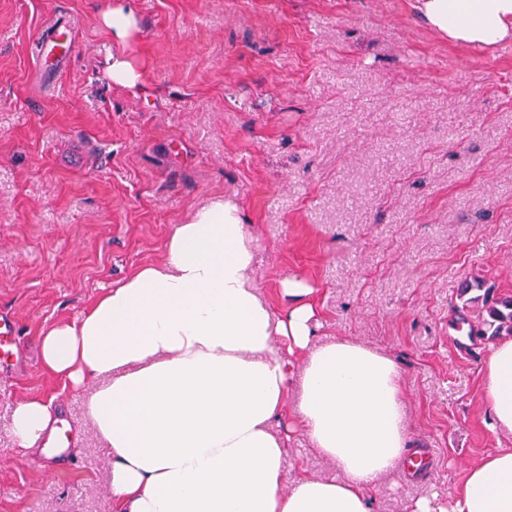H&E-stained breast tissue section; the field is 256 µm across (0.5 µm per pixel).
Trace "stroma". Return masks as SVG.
<instances>
[{"mask_svg":"<svg viewBox=\"0 0 512 512\" xmlns=\"http://www.w3.org/2000/svg\"><path fill=\"white\" fill-rule=\"evenodd\" d=\"M121 2L0 0V313L19 332L0 356V512H114L93 389L47 373L39 336L226 200L252 225L267 302L305 276L316 343L356 338L404 374L433 461L381 477L374 512H451L465 466L512 448L481 400L493 343L460 349L450 312L467 279L512 294V40L450 44L410 0H132L139 92L106 73L100 15ZM64 21L74 50L40 71L33 48ZM31 397L53 399L68 451L18 447L12 414ZM290 435L284 486L340 477Z\"/></svg>","mask_w":512,"mask_h":512,"instance_id":"stroma-1","label":"stroma"}]
</instances>
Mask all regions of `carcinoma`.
<instances>
[{
    "label": "carcinoma",
    "mask_w": 512,
    "mask_h": 512,
    "mask_svg": "<svg viewBox=\"0 0 512 512\" xmlns=\"http://www.w3.org/2000/svg\"><path fill=\"white\" fill-rule=\"evenodd\" d=\"M453 306L452 326L468 340L512 336V296L495 297L480 280H464Z\"/></svg>",
    "instance_id": "1"
}]
</instances>
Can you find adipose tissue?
Instances as JSON below:
<instances>
[{
  "label": "adipose tissue",
  "mask_w": 512,
  "mask_h": 512,
  "mask_svg": "<svg viewBox=\"0 0 512 512\" xmlns=\"http://www.w3.org/2000/svg\"><path fill=\"white\" fill-rule=\"evenodd\" d=\"M419 20L455 45L512 39V0H411ZM255 238L241 209L215 203L178 225L162 264L104 289L80 319L40 338L64 383L106 378L88 413L105 442L115 512H372L369 489L411 456L404 377L389 354L348 338L314 345L313 286L281 282L279 313L256 293ZM300 360L297 422L342 480L283 487L289 437L274 432ZM482 403L512 431V338L483 365ZM51 403L21 402V449L56 434ZM452 512H512V448L468 466Z\"/></svg>",
  "instance_id": "1"
}]
</instances>
